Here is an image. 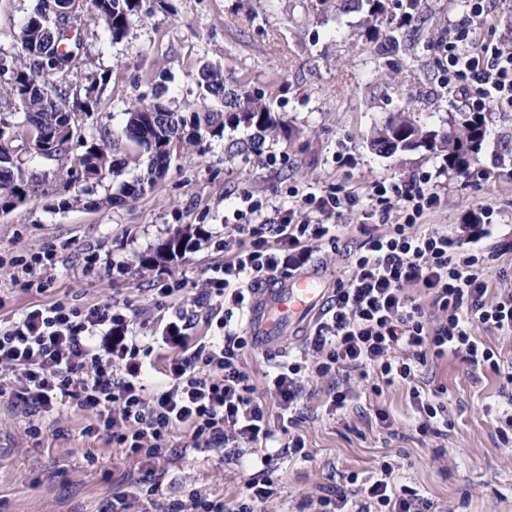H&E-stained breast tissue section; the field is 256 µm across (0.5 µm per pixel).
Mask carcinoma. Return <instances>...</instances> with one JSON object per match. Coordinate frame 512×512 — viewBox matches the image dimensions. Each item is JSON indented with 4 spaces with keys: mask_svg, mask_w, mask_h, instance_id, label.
<instances>
[{
    "mask_svg": "<svg viewBox=\"0 0 512 512\" xmlns=\"http://www.w3.org/2000/svg\"><path fill=\"white\" fill-rule=\"evenodd\" d=\"M90 6L71 18L76 23L88 15L102 22L111 40L127 35L140 19L143 0H89ZM351 8L367 9V22L384 14L383 0H349ZM58 0H38L16 36L17 51L0 57V89L15 102V108L31 117L52 148L45 154L55 157L65 153L73 141L69 127H81L85 118L97 111L94 98L97 80L82 86L72 64L60 70L59 60L67 55L72 41L61 36L55 26ZM199 86L209 103L173 110L156 97L140 100L126 112L127 120L117 137L134 146L143 159V172L123 181L118 196L135 200L155 186L182 157L183 151L202 150L213 138L226 131L242 130L246 136L232 138L228 149L236 153L259 154L268 141L288 135L286 123L251 92H239L226 85L224 70L206 67L199 74ZM487 137L486 118L461 112L452 130H426L411 116L401 112L388 116L370 141L379 154L392 156L400 147H423L448 158V166L460 174L468 172L470 160L482 151ZM20 142L11 139L10 121L0 115V208L11 206L22 195L29 196L42 186L37 177L22 168ZM78 169L67 174L64 184L74 180L98 182L117 174L123 161L112 158L111 142L104 135L86 146L77 157Z\"/></svg>",
    "mask_w": 512,
    "mask_h": 512,
    "instance_id": "obj_1",
    "label": "carcinoma"
}]
</instances>
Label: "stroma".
<instances>
[{"label": "stroma", "mask_w": 512, "mask_h": 512, "mask_svg": "<svg viewBox=\"0 0 512 512\" xmlns=\"http://www.w3.org/2000/svg\"><path fill=\"white\" fill-rule=\"evenodd\" d=\"M35 0H0V56L16 51L15 35ZM147 13L126 37L111 41L102 26L86 22L82 75L106 74L97 90L98 110L84 126L85 138L113 133L125 121L135 98L151 99L166 86V104L175 110L196 102L202 66L223 68L226 76L263 95L286 121L290 137L267 143L261 154L230 155L215 138L205 150L172 164L151 191L136 200L108 205L119 179L136 172L135 156L116 141L125 165L92 192L81 184L67 189L76 201L58 208L67 169L83 148L72 143L67 156L25 155L28 173L46 180L45 192L30 195L0 213V255L28 257L54 250V265L37 269L47 290L14 286L10 266L0 267V321H9L33 304L56 299L79 307L129 301L139 323L155 321L157 289L166 277L183 278L180 308L191 317L193 335L216 334L207 312L193 295L207 270L223 262L215 243L227 235L226 218L239 207L242 191L262 200L263 218L287 206L292 190L321 193L331 186L363 191L376 181H398L427 174L440 202L422 218L457 231L493 209L498 229L479 245L500 288L512 289V112L494 111L486 144L467 174L449 169L443 158L424 149L393 156L371 150L370 139L384 119L410 108L420 123L441 129L469 100L444 86L446 60L439 50L466 14L465 0H421L411 24L400 25L395 0L375 27L363 13L346 10L342 0H146ZM396 34L399 48L387 38ZM485 42L512 50V0H490L482 27ZM347 228L339 248L315 253L308 265L323 288L333 289L358 245L354 227L360 212L345 214ZM189 245L180 257L143 268L139 257L152 255L173 236ZM308 325L288 324L278 337L254 340L244 361L262 384L264 373L288 356L299 355ZM420 390H441L448 407L447 434H420L417 415L404 385L372 390V380L352 379L353 403L347 412H327V383L310 380L298 404V429L308 454L279 450L273 477L283 493L265 512H300L310 496L336 489L347 475L371 478L379 463L397 464V484L415 488L435 512H512V446L497 435L498 418L512 411V387L491 373L474 379L459 359L438 360L416 380ZM88 414L61 411L45 422L41 435L27 431L29 417L0 405V512H112V495L132 478L160 484L168 501L189 490L234 502L255 471V454L243 450L236 462L223 453H184L175 434L169 464L137 467L120 449L84 435ZM97 458L88 468L86 453Z\"/></svg>", "instance_id": "obj_1"}]
</instances>
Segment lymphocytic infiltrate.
<instances>
[{
  "label": "lymphocytic infiltrate",
  "instance_id": "lymphocytic-infiltrate-1",
  "mask_svg": "<svg viewBox=\"0 0 512 512\" xmlns=\"http://www.w3.org/2000/svg\"><path fill=\"white\" fill-rule=\"evenodd\" d=\"M466 7L453 39L440 46L447 82L476 111L490 105L511 109L512 51L477 36L488 16L487 0H467ZM240 199L231 235L236 245L210 267L195 297L198 308L223 309L219 333L191 335L190 320L171 314L154 331L169 349L163 366H156L151 348L128 336L134 311L124 302L80 308L58 299L31 305L0 325V397L30 415L31 435L41 434L43 420L74 408L92 415L85 435L106 438L142 465L164 464L178 431L193 452L249 447L263 453L262 470L234 503L197 493L168 503L159 484L135 481L115 493L112 512H128L134 501L145 512H258L280 498L264 449L280 436L289 452L304 454L297 407L313 378L330 382L329 403L336 410L346 407L352 378L373 375L388 386L408 385L423 434L446 413L443 403L413 384L428 363L452 356L512 385V361L474 333L480 324L512 336V289L493 287L476 246L494 227L467 224L455 235L421 226L422 216L439 202L427 178L376 182L361 194L340 188L308 192L260 224L254 218L262 201L247 191ZM357 207L384 214L395 207L400 217L376 233L360 226L348 274L337 280L315 320L304 357L281 362L266 373L265 390H258L241 360L249 344L243 318L255 289L306 267L315 250L337 249L334 219ZM156 368L163 379L151 391L145 380ZM274 416L281 423L277 431L270 424ZM394 473L385 461L366 483L347 476V489L317 496L314 512H420L418 493L395 486Z\"/></svg>",
  "mask_w": 512,
  "mask_h": 512
}]
</instances>
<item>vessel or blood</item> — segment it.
Wrapping results in <instances>:
<instances>
[{
	"instance_id": "b4317fda",
	"label": "vessel or blood",
	"mask_w": 512,
	"mask_h": 512,
	"mask_svg": "<svg viewBox=\"0 0 512 512\" xmlns=\"http://www.w3.org/2000/svg\"><path fill=\"white\" fill-rule=\"evenodd\" d=\"M325 300L323 289L310 277H294L275 287L258 289L247 323L259 336L275 335L288 319L303 321L316 314Z\"/></svg>"
}]
</instances>
